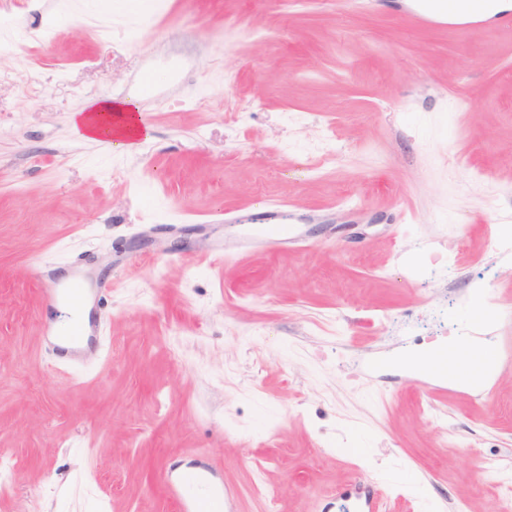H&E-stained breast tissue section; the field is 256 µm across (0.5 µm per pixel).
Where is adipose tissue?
<instances>
[{"label": "adipose tissue", "instance_id": "ef3b65f1", "mask_svg": "<svg viewBox=\"0 0 512 512\" xmlns=\"http://www.w3.org/2000/svg\"><path fill=\"white\" fill-rule=\"evenodd\" d=\"M139 109L130 103L97 100L87 110L74 113L72 125L79 138L106 144L109 148L133 151L145 129L138 121ZM450 381L473 385L488 374L481 366V351L470 341L460 340L438 351Z\"/></svg>", "mask_w": 512, "mask_h": 512}]
</instances>
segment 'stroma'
<instances>
[{
  "instance_id": "obj_1",
  "label": "stroma",
  "mask_w": 512,
  "mask_h": 512,
  "mask_svg": "<svg viewBox=\"0 0 512 512\" xmlns=\"http://www.w3.org/2000/svg\"><path fill=\"white\" fill-rule=\"evenodd\" d=\"M418 8L0 0V512H179L174 462L217 463L234 512H347L358 481L497 512L512 366L443 404L413 361L512 357V28ZM104 98L137 151L76 136ZM69 274L98 344L71 362L41 300Z\"/></svg>"
}]
</instances>
